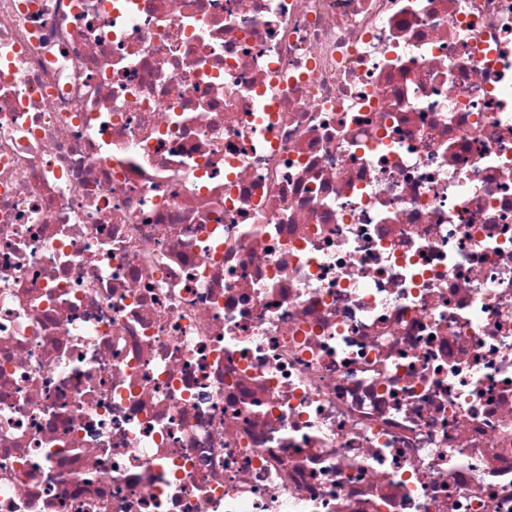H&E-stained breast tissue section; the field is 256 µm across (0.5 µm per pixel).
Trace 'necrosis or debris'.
<instances>
[{
	"label": "necrosis or debris",
	"mask_w": 512,
	"mask_h": 512,
	"mask_svg": "<svg viewBox=\"0 0 512 512\" xmlns=\"http://www.w3.org/2000/svg\"><path fill=\"white\" fill-rule=\"evenodd\" d=\"M0 512H512V0H0Z\"/></svg>",
	"instance_id": "4bbe7bcc"
}]
</instances>
